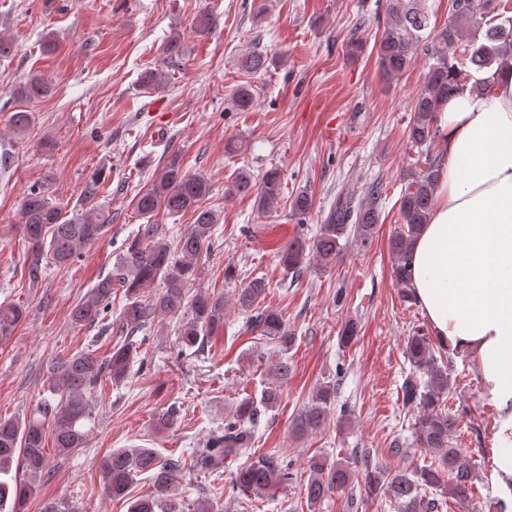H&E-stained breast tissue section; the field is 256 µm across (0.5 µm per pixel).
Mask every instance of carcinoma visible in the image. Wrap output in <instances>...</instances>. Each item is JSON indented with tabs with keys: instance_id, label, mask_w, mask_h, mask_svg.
<instances>
[{
	"instance_id": "1",
	"label": "carcinoma",
	"mask_w": 512,
	"mask_h": 512,
	"mask_svg": "<svg viewBox=\"0 0 512 512\" xmlns=\"http://www.w3.org/2000/svg\"><path fill=\"white\" fill-rule=\"evenodd\" d=\"M493 2L450 0L448 26L427 42L424 37L429 27L427 0H388L386 23L377 50L380 70L387 76H397L412 65L417 49L428 56V70L413 100V116L405 129L410 146L418 149V165L403 176L400 196L403 224L395 229L389 241L393 277L406 298L409 297L410 244L427 221L445 164L444 156L426 150L437 138L435 114L472 77L471 70L512 67V16L505 0L489 10ZM217 26L218 20L211 12L202 11L196 18V29L202 35L212 33ZM483 26L486 30L482 43L467 40V28ZM274 64L272 57L259 51L245 55L240 61L241 69L252 74L266 71ZM141 82L154 91L167 82V75L150 68L142 73ZM49 92V82L33 75L18 87L16 96L22 101H32L46 97ZM30 123L31 113L22 109L9 118L10 128L18 136L27 131ZM104 181L105 173L101 170L86 179L79 211L71 216L48 197L45 189L35 187L26 193L19 224L28 243L26 263L30 287H39L43 269L68 266L103 236L106 224L99 212L98 196ZM210 192L208 178L184 171L180 156L173 154L159 176L132 200L135 212L147 223L140 225L127 240L114 272L98 280L70 312V323L75 328L95 324L112 305V289L118 286L124 289L126 299L119 317L120 332L127 333L126 339L104 357L81 351L55 358L46 378L51 398L41 401L21 418L0 419V512H24L45 473L46 441L52 442L59 455L86 447L87 425L94 421L93 397L97 386L104 379L120 384L129 376L135 354L132 341L135 333L158 318L180 315L181 347L200 349L204 339L222 329L224 295L200 288L191 291V285L210 258V244L218 224L216 211L202 205ZM230 192L255 195L257 206L266 211L278 202L279 172L268 171L258 184L241 173ZM381 194L382 186L373 182L360 200L338 196L313 241L297 237L278 252L284 271L297 276L310 266H331L343 242L352 235L360 243H368L379 221ZM312 205L311 194L301 190L292 199V215L301 222ZM161 212L168 215L190 212L193 223L175 242L169 243L162 237L159 225L152 223V218ZM155 286L160 291L150 293ZM266 289L265 280L255 278L237 290L236 302L239 309L249 313L247 323L251 330L287 349L294 336L282 314L260 307ZM26 317L27 308L23 305H0V342L13 336ZM405 354L413 371L401 386L403 406L414 415L415 446L429 453L431 461L411 471L392 473L380 467L368 469L364 474L365 491L370 496L383 494L397 512H442L447 498H470L473 475L456 448L458 420L445 409L443 400L448 395L450 378L447 369L437 363L432 338L414 332L407 339ZM289 373L288 363L277 364L273 380L262 389L260 397L246 395L237 399L229 418L224 420V429L215 432L204 447L194 449L188 456L164 458L153 448L112 451L101 463L106 494L127 500L128 512H221L212 502L194 505L181 496L177 492L178 475L186 470L219 476L224 461L237 459L252 447L261 410L269 411L277 406ZM335 397L336 382L319 384L311 403L293 419V433L304 435L318 430ZM179 418L180 408L171 405L158 414L155 426L168 430ZM309 471L304 494L312 506L335 490L345 491L354 479L346 459L329 462L316 457ZM147 473L153 482V494L131 497L136 477ZM293 480L294 472L279 455L254 452L237 467L231 487L238 495L261 498Z\"/></svg>"
}]
</instances>
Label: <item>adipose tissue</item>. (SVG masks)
<instances>
[{"label":"adipose tissue","instance_id":"obj_1","mask_svg":"<svg viewBox=\"0 0 512 512\" xmlns=\"http://www.w3.org/2000/svg\"><path fill=\"white\" fill-rule=\"evenodd\" d=\"M436 114L446 164L410 248V288L435 336L471 362L497 412L489 478L512 512V68Z\"/></svg>","mask_w":512,"mask_h":512}]
</instances>
